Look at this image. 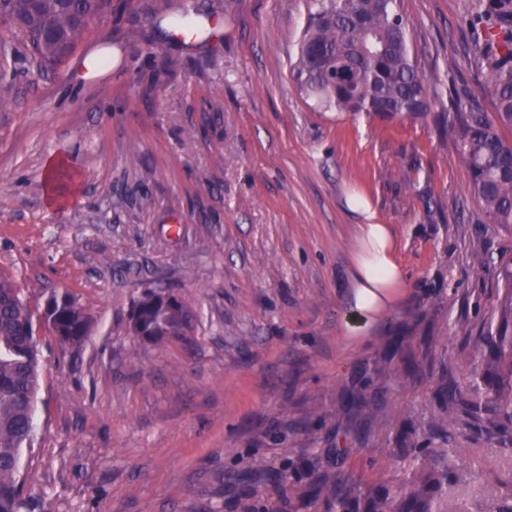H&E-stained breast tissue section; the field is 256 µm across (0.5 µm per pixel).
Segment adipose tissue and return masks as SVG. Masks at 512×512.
Returning <instances> with one entry per match:
<instances>
[{"mask_svg": "<svg viewBox=\"0 0 512 512\" xmlns=\"http://www.w3.org/2000/svg\"><path fill=\"white\" fill-rule=\"evenodd\" d=\"M350 281L345 333L349 344L359 345L404 296V274L396 258L391 225H359Z\"/></svg>", "mask_w": 512, "mask_h": 512, "instance_id": "1", "label": "adipose tissue"}]
</instances>
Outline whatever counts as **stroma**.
<instances>
[{"instance_id":"35a3bbf8","label":"stroma","mask_w":512,"mask_h":512,"mask_svg":"<svg viewBox=\"0 0 512 512\" xmlns=\"http://www.w3.org/2000/svg\"><path fill=\"white\" fill-rule=\"evenodd\" d=\"M486 0H400L422 70L459 111L484 92ZM212 14L208 42L157 17ZM305 0H112L57 72L1 30L14 78L0 97V273L76 294L79 350L42 338L27 512H324L345 459L403 476V438L459 451L464 503L512 455L449 416L437 390L483 368L512 233L488 223L434 121L315 108L291 77ZM111 48V72L74 85ZM59 160L66 198L43 180ZM360 196L366 209L355 207ZM393 228L406 293L362 345L344 299L357 225ZM197 313L190 342L129 330L144 284Z\"/></svg>"}]
</instances>
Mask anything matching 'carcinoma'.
Segmentation results:
<instances>
[{"label": "carcinoma", "instance_id": "carcinoma-1", "mask_svg": "<svg viewBox=\"0 0 512 512\" xmlns=\"http://www.w3.org/2000/svg\"><path fill=\"white\" fill-rule=\"evenodd\" d=\"M111 0H0V28L17 29L28 39L40 67L53 68L76 48L88 22ZM308 22L293 66L304 94L326 112L382 114L391 120L428 118L448 137L466 170L473 197L491 224L512 231V37L487 45V93L493 114L472 109L450 112L435 82L420 69L408 22L397 0H306ZM489 7L512 27V0H490ZM178 24L194 38L207 34L201 21L183 16ZM503 293L497 313L482 336L485 368L474 389L485 387L495 403L491 433L512 449V256L498 264ZM162 289L147 284L134 306L130 330L154 345L188 341L194 314L186 302L175 308L151 302ZM90 315L70 291H52L33 311L15 281L0 276V512H24L27 498L23 454L34 444V415L41 388L39 331L62 347L79 349L91 331ZM448 406L461 407L478 422L480 407L457 385L447 389ZM409 462L401 483L389 488L363 480L338 466L322 488L326 512H467L451 496L456 460L448 449L431 452L413 442L393 449ZM476 512H512V488L483 489Z\"/></svg>", "mask_w": 512, "mask_h": 512}]
</instances>
